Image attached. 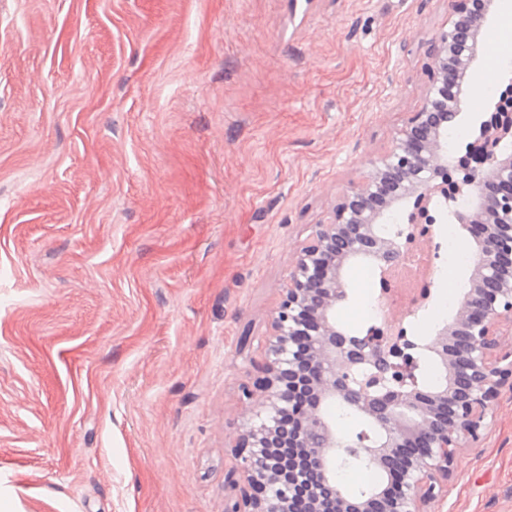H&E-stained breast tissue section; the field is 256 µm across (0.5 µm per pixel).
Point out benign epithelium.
Listing matches in <instances>:
<instances>
[{
  "label": "benign epithelium",
  "mask_w": 512,
  "mask_h": 512,
  "mask_svg": "<svg viewBox=\"0 0 512 512\" xmlns=\"http://www.w3.org/2000/svg\"><path fill=\"white\" fill-rule=\"evenodd\" d=\"M456 0L448 29L428 43L431 84L420 110L392 146L350 184L334 219L316 224L291 265L288 287L264 344L260 376L243 396L260 410L237 434L247 490L227 512H427L452 472L458 449L478 439L499 388L512 380V118L481 125L486 151L472 165L448 157V124L472 94L469 70L482 50L483 23L495 0ZM462 172L469 208L455 219L473 233L470 289L452 321L404 355V329L387 322L364 336L342 331L336 304L346 270L401 256V237L384 229L392 209L411 200L410 223H435L429 205L448 199V168ZM435 356L441 381L425 386L421 357ZM344 404L373 427L336 438L326 411ZM367 466L382 481L354 494L336 469Z\"/></svg>",
  "instance_id": "7a95c632"
}]
</instances>
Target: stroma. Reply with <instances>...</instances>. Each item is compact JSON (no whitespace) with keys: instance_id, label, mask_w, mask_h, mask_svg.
<instances>
[{"instance_id":"obj_1","label":"stroma","mask_w":512,"mask_h":512,"mask_svg":"<svg viewBox=\"0 0 512 512\" xmlns=\"http://www.w3.org/2000/svg\"><path fill=\"white\" fill-rule=\"evenodd\" d=\"M452 0H0V512H226L293 254ZM431 298L469 270L439 259ZM407 317L433 336L451 313ZM431 512H512V385Z\"/></svg>"}]
</instances>
